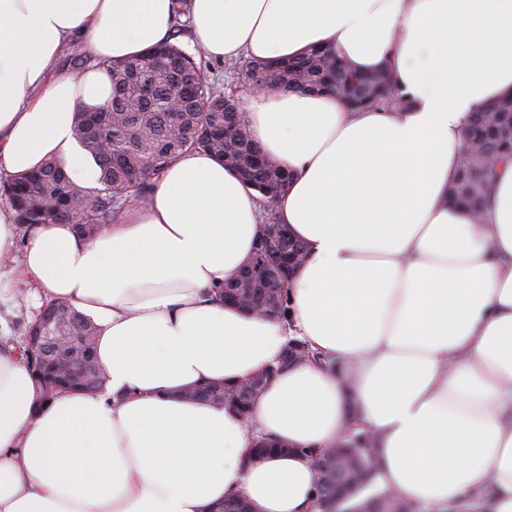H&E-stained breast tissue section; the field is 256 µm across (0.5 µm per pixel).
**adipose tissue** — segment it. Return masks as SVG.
Masks as SVG:
<instances>
[{
	"label": "adipose tissue",
	"mask_w": 512,
	"mask_h": 512,
	"mask_svg": "<svg viewBox=\"0 0 512 512\" xmlns=\"http://www.w3.org/2000/svg\"><path fill=\"white\" fill-rule=\"evenodd\" d=\"M179 8L0 0V171L54 158L97 187L73 123L109 98V76L58 71L59 50L143 55ZM189 22L224 61L325 46L355 71L391 70L411 105L249 99L252 139L291 175L277 217L306 248L286 321L213 292L251 254L262 203L210 155L183 154L96 239L40 226L23 273L98 326L108 380L41 406L0 349V512H214L238 496L254 512H324L308 451L345 437L354 403L379 487L438 512H512V157L481 215L448 201L471 115L512 93V0H192ZM292 336L320 359L278 374L252 422L182 398L263 372ZM256 434L291 454L249 462Z\"/></svg>",
	"instance_id": "obj_1"
}]
</instances>
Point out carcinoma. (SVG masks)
Segmentation results:
<instances>
[{
	"instance_id": "cac0c4a2",
	"label": "carcinoma",
	"mask_w": 512,
	"mask_h": 512,
	"mask_svg": "<svg viewBox=\"0 0 512 512\" xmlns=\"http://www.w3.org/2000/svg\"><path fill=\"white\" fill-rule=\"evenodd\" d=\"M187 36V25L178 20L167 40L147 54L102 62L112 80L110 97L94 112L77 113L73 130L78 146L100 168L99 187L86 188L74 183L54 160L0 185V193L7 198L15 212V222L24 227V233L29 234L42 224L64 222L80 236L92 240L120 212L125 194L147 198L162 171L187 152H202L224 162L266 201L288 186V171L260 154L249 136L242 138L236 155L224 157V98L232 93L221 92L204 77L197 61L202 49L196 45L194 51L188 52L180 45V39ZM61 54L64 64L75 70L90 67L89 56L72 44L62 48ZM150 69L157 71L158 83L146 89L139 85L138 78ZM237 75L242 86L252 84L259 76L275 90L333 92L352 109L409 104L390 70L359 73L327 49H312L298 58L280 62L245 60L239 63ZM511 105L512 96L484 105L470 119L466 136L484 143L512 140V124L494 116L496 112L509 111ZM499 159V155L487 163L463 159L450 188V200L480 213ZM299 250H305L303 243L293 237L283 240L272 257L254 263L253 273L245 281H239V274L235 273L216 287V294L235 304L242 285L247 284L254 302L265 301L270 269L283 265L288 254ZM289 282L285 279L266 315L287 318ZM39 319L59 326V335L67 337L65 349L50 351L40 358L32 342V336L38 334L34 321L17 347L19 358L39 387V404L78 389L91 394L102 390L107 375L96 358L98 329L94 323L61 301L46 304ZM280 372L277 365L260 373L261 381L247 392L240 385L205 383L189 390L185 398L222 404L248 421L252 405ZM370 448L367 434L352 427L335 449V483L328 488L323 479H318L319 498L330 509L345 505V512H360L366 505L370 512H418L417 505L388 491L363 495L374 483L365 462ZM273 451L288 454L292 449L258 439L249 454L261 457Z\"/></svg>"
}]
</instances>
